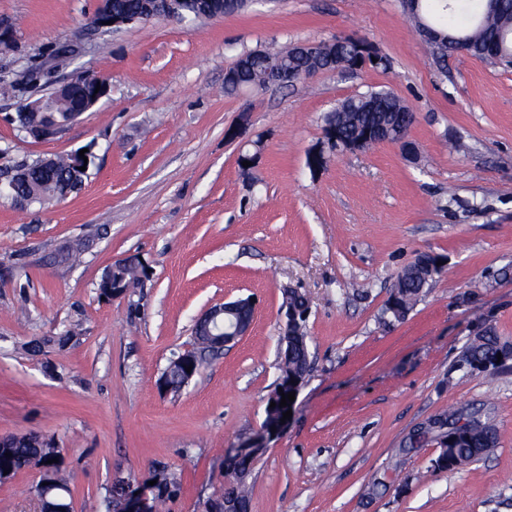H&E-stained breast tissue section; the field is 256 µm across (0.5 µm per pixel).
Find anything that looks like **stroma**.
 Returning <instances> with one entry per match:
<instances>
[{"label":"stroma","mask_w":512,"mask_h":512,"mask_svg":"<svg viewBox=\"0 0 512 512\" xmlns=\"http://www.w3.org/2000/svg\"><path fill=\"white\" fill-rule=\"evenodd\" d=\"M96 0H0L16 61L76 50L109 93L66 131L17 129L0 96V168L88 149L81 188L50 204L0 200V436L54 438L73 475L74 512H101L113 477L152 466L182 476L166 512H205L226 455L265 418L278 371L282 289L309 299L312 366L294 416L248 479L249 512H512V368L460 369L476 327L512 341V68L463 53L426 56L402 0H258L193 25L155 19L91 34ZM353 37L387 65L324 71L294 86L224 93V74L269 44ZM385 89L415 114L407 157L393 144L336 152L329 113ZM253 155L250 169L239 166ZM89 242L81 264L59 244ZM139 254L151 275L107 300L108 265ZM423 253L441 265L401 320L385 312L398 274ZM247 296L251 331L210 358L178 396L157 382L208 306ZM77 338L38 355L24 346ZM451 405L479 412L499 443L482 461L436 470L434 443L389 463ZM385 491L365 492L373 479ZM38 475L0 484V512H40Z\"/></svg>","instance_id":"stroma-1"}]
</instances>
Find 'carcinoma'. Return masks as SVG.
Segmentation results:
<instances>
[{"mask_svg": "<svg viewBox=\"0 0 512 512\" xmlns=\"http://www.w3.org/2000/svg\"><path fill=\"white\" fill-rule=\"evenodd\" d=\"M145 0H112L113 13L127 20L137 19L141 16ZM224 8V14L234 15L246 10L242 0H216L208 3L206 0H178L176 9L179 20L188 24L195 23L208 15L212 8ZM419 16L421 26L432 29L443 35H453L464 38L461 47L438 45L429 37L422 38L427 47L432 49L433 55L438 59H445L453 52H464L472 57L486 61L493 65L512 67V38H508L504 49L493 52L492 45L501 32L509 30L508 23L512 20V0H503V9L499 13H486L479 0H436L432 5L429 0H420ZM377 59V66H386V60L377 55L368 43L362 48L351 46L340 47L335 50L324 44L317 50L311 59L298 57L294 60L293 68L297 75H302L312 68H322L333 60L335 64H345L351 70H356L366 63ZM251 66L234 65L231 70L238 75V82L224 84V93L235 94L245 86L262 87L268 69L277 65L288 64V49H256L249 52ZM337 111L340 112L339 139L348 140L360 135L363 130L377 122L393 123L403 130H408L413 124L415 116L411 109L404 105L392 92L386 90H371L347 98ZM47 120L44 112H18L14 121L18 123L21 131H26L34 125H41ZM21 164L28 167V175L34 180L31 188L19 183L18 190L27 191L28 204L45 205L60 200L66 195L79 189L87 173L77 172L71 166L70 154L55 156L53 165L47 170H41L40 160L26 158ZM84 246L62 245L56 252L60 261L77 265L83 260ZM149 279V273L141 262L118 264L108 266L99 283L100 296L110 300L114 292L126 285L135 288L143 286ZM431 286V281L414 278L408 274L398 275L391 294L395 295L399 307V318L403 319L413 309L425 290ZM307 318L301 317L291 328L292 336L288 337V351L279 354L278 369L280 378L297 376L309 373L311 368L310 351L306 333ZM508 340L500 336L496 329H490L485 336H476L466 345L460 366L468 368L472 362H487L495 358L501 346ZM163 375L167 377V392L177 393L183 387L182 368L176 359H171ZM463 417L468 418L471 427L468 430L469 438L461 441L457 447L448 449V466L444 470L453 471L459 466L473 463L481 459L498 445L499 434L496 427L483 422L463 408H450L438 414L444 423L454 422ZM58 459V462L47 463L49 459ZM39 464L43 473L34 486V492L41 503L43 512H55L60 507L73 506L71 495V472L68 469L62 449L55 440L41 437L39 440L16 437L10 448L0 446V477L14 479L20 472L28 469L30 463ZM254 460H243L230 467L228 484L235 488L239 501L250 503V488L248 484L236 480L235 472L242 468L252 469ZM147 480L156 481L155 512H164L166 503L181 492V479L176 473L168 469L154 468L149 471Z\"/></svg>", "mask_w": 512, "mask_h": 512, "instance_id": "obj_1", "label": "carcinoma"}]
</instances>
